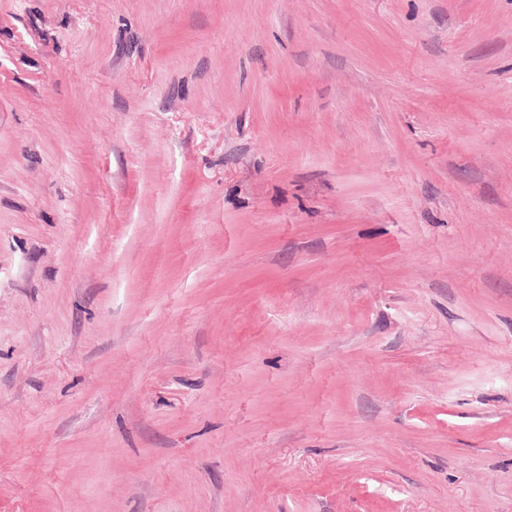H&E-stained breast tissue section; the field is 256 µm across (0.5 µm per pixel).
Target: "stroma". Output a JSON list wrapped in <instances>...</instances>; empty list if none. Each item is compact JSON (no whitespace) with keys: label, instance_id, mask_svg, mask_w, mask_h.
Segmentation results:
<instances>
[{"label":"stroma","instance_id":"stroma-1","mask_svg":"<svg viewBox=\"0 0 512 512\" xmlns=\"http://www.w3.org/2000/svg\"><path fill=\"white\" fill-rule=\"evenodd\" d=\"M0 512H512V0H0Z\"/></svg>","mask_w":512,"mask_h":512}]
</instances>
